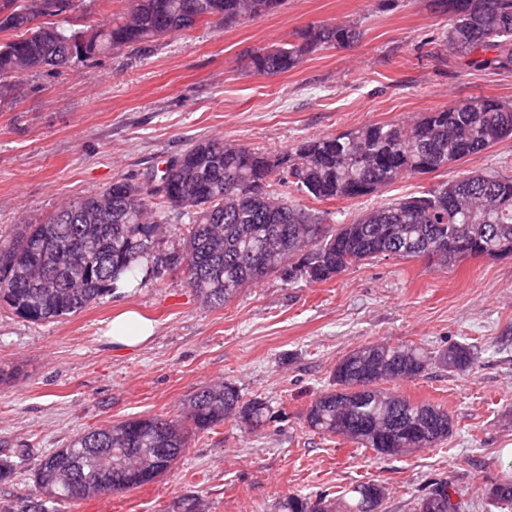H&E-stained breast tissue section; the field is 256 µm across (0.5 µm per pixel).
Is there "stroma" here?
Instances as JSON below:
<instances>
[{
	"label": "stroma",
	"instance_id": "1",
	"mask_svg": "<svg viewBox=\"0 0 512 512\" xmlns=\"http://www.w3.org/2000/svg\"><path fill=\"white\" fill-rule=\"evenodd\" d=\"M447 16L432 0H284L272 14L229 27L205 24L140 48L77 59L24 76V94L0 107V235L43 219L112 180L143 184L193 141L218 137L266 152L371 123H400L475 96L512 102V71L467 67L433 41ZM348 23L351 47L321 48L296 68L255 74L251 53L311 24ZM512 177V138L448 170L397 181L352 201L293 200L344 224L390 199L420 194L469 172ZM131 309L156 333L138 348L104 331ZM369 342L431 351L476 345L473 368H430L394 383L411 401L448 409L440 446L397 458L309 429L311 402L330 388L339 359ZM0 448L24 464L0 477V507L19 512L31 467L77 433L137 416L178 414L202 385L229 381L268 402L272 419L250 434L229 419L192 434L182 458L140 488L58 512H281L289 494L339 495L358 481L386 487L379 512H414L430 481L448 480L465 512H491L482 495L512 463V258L468 259L451 269L390 257L317 284L272 274L223 306L197 299L181 272L122 288L49 322L0 300Z\"/></svg>",
	"mask_w": 512,
	"mask_h": 512
}]
</instances>
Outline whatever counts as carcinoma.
I'll return each mask as SVG.
<instances>
[{
  "mask_svg": "<svg viewBox=\"0 0 512 512\" xmlns=\"http://www.w3.org/2000/svg\"><path fill=\"white\" fill-rule=\"evenodd\" d=\"M125 10L87 29L67 14L81 0H0V102L23 94L22 77L59 70L71 58H93L142 46L200 23L226 27L275 12L283 0H126ZM448 15L437 45L482 69L512 70V0H433ZM297 40L253 54L250 65L272 76L297 67L323 47L351 46L353 25H309ZM512 138V103L476 96L421 114L407 124L374 123L339 134L306 138L286 152L203 139L167 158L152 185L124 178L62 204L39 224H22L0 238V299L32 322L81 311L122 286L160 279L178 257L198 298L222 306L242 288L277 273L283 280L322 283L355 263L386 257L424 258L443 267L466 257L512 256V177L462 173L421 196L382 203L346 224L329 227L273 186L293 187L318 201L355 200L415 174L448 169L468 156ZM187 218L184 246L160 254L157 238L167 212ZM466 343L429 352L417 345L377 342L344 355L334 388L312 401L306 421L320 435L349 440L377 455L397 457L430 448L453 431L447 409L413 403L384 383L415 379L429 367L464 372L473 367ZM269 408L243 399L231 382L206 385L184 404L180 417L152 415L84 431L33 467L34 493L21 512H49L47 504L139 488L167 473L192 431L232 418L249 433L265 428ZM385 487L360 481L341 497L290 494L282 512H370ZM497 512H512V465L486 487ZM452 502L448 482L430 484L416 512Z\"/></svg>",
  "mask_w": 512,
  "mask_h": 512,
  "instance_id": "cac0c4a2",
  "label": "carcinoma"
}]
</instances>
